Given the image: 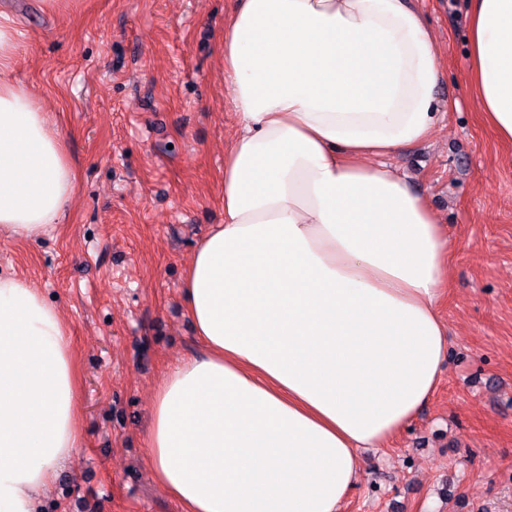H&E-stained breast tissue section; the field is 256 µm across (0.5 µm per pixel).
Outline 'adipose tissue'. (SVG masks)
Listing matches in <instances>:
<instances>
[{"instance_id":"ef3b65f1","label":"adipose tissue","mask_w":512,"mask_h":512,"mask_svg":"<svg viewBox=\"0 0 512 512\" xmlns=\"http://www.w3.org/2000/svg\"><path fill=\"white\" fill-rule=\"evenodd\" d=\"M469 14L477 108L512 142V0ZM22 49L0 14V233L33 240L62 222L76 173L12 76ZM223 55L224 221L181 287L203 350L156 388L149 464L184 512H339L448 357L452 243L384 161L433 135L441 55L413 0H237ZM77 387L59 310L0 274V512H42L83 444Z\"/></svg>"}]
</instances>
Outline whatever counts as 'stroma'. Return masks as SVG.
<instances>
[{
  "label": "stroma",
  "mask_w": 512,
  "mask_h": 512,
  "mask_svg": "<svg viewBox=\"0 0 512 512\" xmlns=\"http://www.w3.org/2000/svg\"><path fill=\"white\" fill-rule=\"evenodd\" d=\"M235 0H0L25 43L15 78L60 126L77 172L64 224L0 236V272L51 298L77 348L84 443L44 512H181L145 444L165 368L200 349L180 300L197 241L224 221V18ZM442 56L431 140L390 156L453 243L448 359L417 419L367 452L340 512H512V143L469 87L466 0H416Z\"/></svg>",
  "instance_id": "obj_1"
}]
</instances>
